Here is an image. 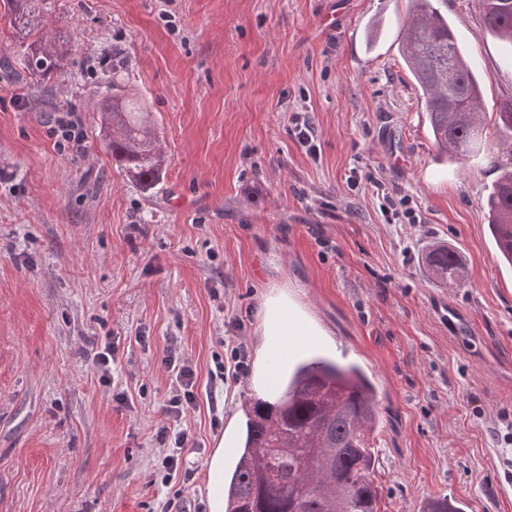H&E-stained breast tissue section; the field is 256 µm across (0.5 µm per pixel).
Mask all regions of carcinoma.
<instances>
[{"label": "carcinoma", "instance_id": "obj_1", "mask_svg": "<svg viewBox=\"0 0 512 512\" xmlns=\"http://www.w3.org/2000/svg\"><path fill=\"white\" fill-rule=\"evenodd\" d=\"M12 26L31 39L17 64L37 80L61 72V56L40 17L24 9L33 0H9ZM403 56L425 97L438 147L465 160L493 135L505 161L486 197L489 233L512 265V98L500 102L493 125L483 112L480 82L469 68L448 19L434 0H410ZM487 29L512 48V0H479ZM100 131L112 155L144 188L160 182L165 159L149 113L126 86L112 81L99 102ZM493 132H488V129ZM425 272L445 286L465 269L448 246L433 245ZM274 401L245 402L246 436L231 474L224 476V512H379V490L369 435L379 423L376 387L360 368L322 357L298 361L274 386Z\"/></svg>", "mask_w": 512, "mask_h": 512}]
</instances>
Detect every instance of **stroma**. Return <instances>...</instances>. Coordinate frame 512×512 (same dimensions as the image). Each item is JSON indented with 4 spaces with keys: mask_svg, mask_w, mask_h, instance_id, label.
<instances>
[{
    "mask_svg": "<svg viewBox=\"0 0 512 512\" xmlns=\"http://www.w3.org/2000/svg\"><path fill=\"white\" fill-rule=\"evenodd\" d=\"M483 87L512 96V55L477 0H438ZM409 0H54L64 56L40 83L0 70V512H167L208 502L216 446L232 466L251 377L213 379L266 303L297 304L309 348L378 392L381 512H512V268L483 207L493 151L441 155L402 42ZM333 16L325 27L324 13ZM122 47L127 70L113 69ZM123 80L166 159L143 189L104 146L97 106ZM86 133L57 148L55 112ZM305 115L318 158L297 140ZM407 204L413 222L392 224ZM456 249L465 279L421 257ZM112 342L110 383L92 365ZM177 346L197 368L190 478L155 479ZM123 394L117 403L115 394ZM220 427H212V414ZM425 272L437 283L448 285L458 284L465 275V269L459 256L448 245L435 244L425 256Z\"/></svg>",
    "mask_w": 512,
    "mask_h": 512,
    "instance_id": "1",
    "label": "stroma"
}]
</instances>
